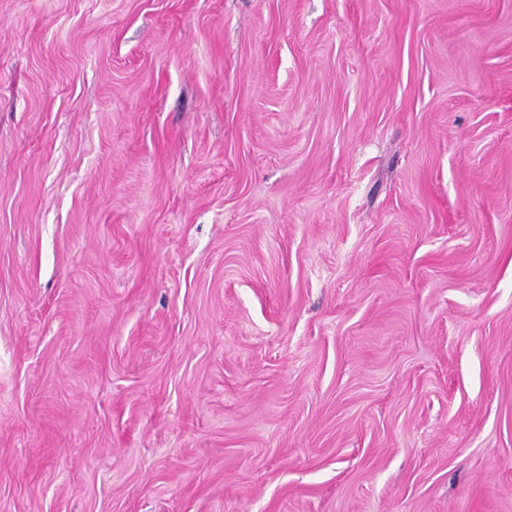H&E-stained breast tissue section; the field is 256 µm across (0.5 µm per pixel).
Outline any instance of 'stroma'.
<instances>
[{"label":"stroma","instance_id":"stroma-1","mask_svg":"<svg viewBox=\"0 0 512 512\" xmlns=\"http://www.w3.org/2000/svg\"><path fill=\"white\" fill-rule=\"evenodd\" d=\"M0 512H512V0H0Z\"/></svg>","mask_w":512,"mask_h":512}]
</instances>
